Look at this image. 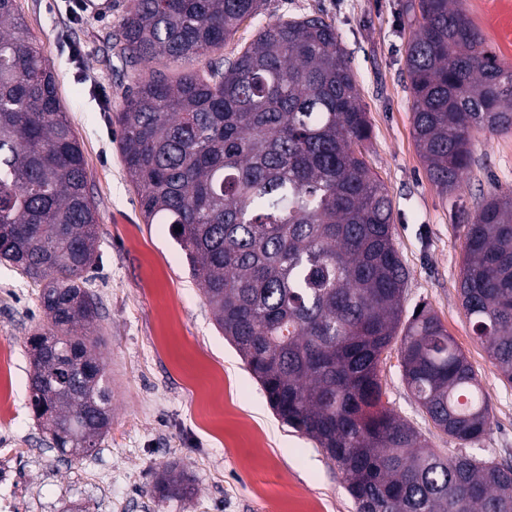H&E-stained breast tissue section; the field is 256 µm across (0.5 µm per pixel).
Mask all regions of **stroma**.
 Wrapping results in <instances>:
<instances>
[{
  "mask_svg": "<svg viewBox=\"0 0 512 512\" xmlns=\"http://www.w3.org/2000/svg\"><path fill=\"white\" fill-rule=\"evenodd\" d=\"M406 0H265L241 24L231 57L283 15L319 13L335 26L351 59L371 135L364 157L393 201L394 239L409 276L404 317L426 307L475 370L491 407L478 440L436 429L402 380L400 345L383 356L385 405L433 447L512 463V382L476 340L459 280L465 234L483 194L512 191V133L473 138L474 163L461 187L442 195L428 180L412 127L405 49L413 29ZM57 81L63 110L81 144L87 190L97 210V253L88 291L99 317L88 334L112 389V418L97 454L61 455L29 404L28 339L47 324L41 292L0 261V349L11 356L15 407L0 419V444L15 454L18 480L46 512H355L338 470L314 443L283 424L247 365L215 328L188 277L167 225L144 223L119 147L116 115L147 66H123L108 33L120 30L131 0H16ZM459 9L500 65L512 68V0H460ZM167 468L195 480L192 497L158 504L150 492Z\"/></svg>",
  "mask_w": 512,
  "mask_h": 512,
  "instance_id": "obj_1",
  "label": "stroma"
}]
</instances>
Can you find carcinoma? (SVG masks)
Returning <instances> with one entry per match:
<instances>
[{"mask_svg": "<svg viewBox=\"0 0 512 512\" xmlns=\"http://www.w3.org/2000/svg\"><path fill=\"white\" fill-rule=\"evenodd\" d=\"M263 0H133L117 37L129 67L167 59L117 116L144 223L167 224L215 320L283 424L343 476L356 512H512V464L445 454L388 409L382 355L401 337L402 377L434 427L479 439L491 407L438 317L402 321L407 271L392 201L367 164L370 124L351 62L324 18H278L234 58L220 51ZM413 135L444 196L473 163L472 138L512 131V69L482 48L453 0H407ZM55 76L15 7L0 0V259L44 283V335L80 347L90 379L31 349V403L53 448L87 454L108 429L111 389L88 328L97 211ZM181 231H175L176 227ZM462 307L512 381V192L482 196L468 225ZM193 493L165 469L159 502Z\"/></svg>", "mask_w": 512, "mask_h": 512, "instance_id": "carcinoma-1", "label": "carcinoma"}]
</instances>
